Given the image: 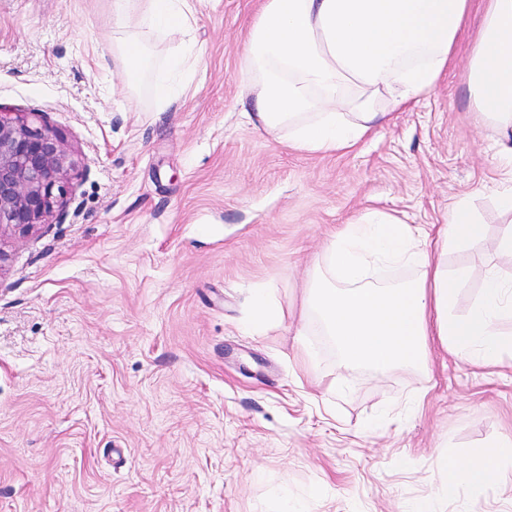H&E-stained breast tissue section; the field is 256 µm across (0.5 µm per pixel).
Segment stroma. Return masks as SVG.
Here are the masks:
<instances>
[{
  "instance_id": "1",
  "label": "stroma",
  "mask_w": 512,
  "mask_h": 512,
  "mask_svg": "<svg viewBox=\"0 0 512 512\" xmlns=\"http://www.w3.org/2000/svg\"><path fill=\"white\" fill-rule=\"evenodd\" d=\"M259 4L203 0L186 35L150 36L160 61L201 52L161 109L112 54L110 0H0V104L76 164L66 219L0 236V512H407L442 458L512 436V367L437 349L426 371L341 372L302 308L330 234L368 210L427 230L469 197L485 235L449 267L512 275L463 81L484 0L436 87L334 153L242 117ZM258 288L282 324L252 326ZM459 507L512 512V470L433 504ZM199 55L196 47L189 41H182L179 47L173 50V54L167 55L165 66L169 71H178L189 60H197Z\"/></svg>"
}]
</instances>
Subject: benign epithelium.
Listing matches in <instances>:
<instances>
[{
    "label": "benign epithelium",
    "instance_id": "1",
    "mask_svg": "<svg viewBox=\"0 0 512 512\" xmlns=\"http://www.w3.org/2000/svg\"><path fill=\"white\" fill-rule=\"evenodd\" d=\"M72 167L57 130L0 111V233L33 232L63 210Z\"/></svg>",
    "mask_w": 512,
    "mask_h": 512
}]
</instances>
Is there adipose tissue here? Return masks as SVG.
Here are the masks:
<instances>
[{
    "label": "adipose tissue",
    "instance_id": "adipose-tissue-1",
    "mask_svg": "<svg viewBox=\"0 0 512 512\" xmlns=\"http://www.w3.org/2000/svg\"><path fill=\"white\" fill-rule=\"evenodd\" d=\"M471 0H262L244 45L241 113L290 147L331 153L356 145L428 93L448 67ZM117 54L130 86L153 65L143 36L188 28L194 0H111ZM469 106L491 129L492 191L512 211V0H486L465 75ZM484 232L468 197L456 199L436 239L398 216L368 211L331 234L323 267L306 289L340 368L386 373L426 367L432 342L483 365H512V279L493 270H449V250ZM413 269L396 284L369 281L372 267ZM478 279L473 305L456 312L458 292ZM512 468V438L466 459L443 460L433 498L453 501L461 485L490 483Z\"/></svg>",
    "mask_w": 512,
    "mask_h": 512
}]
</instances>
